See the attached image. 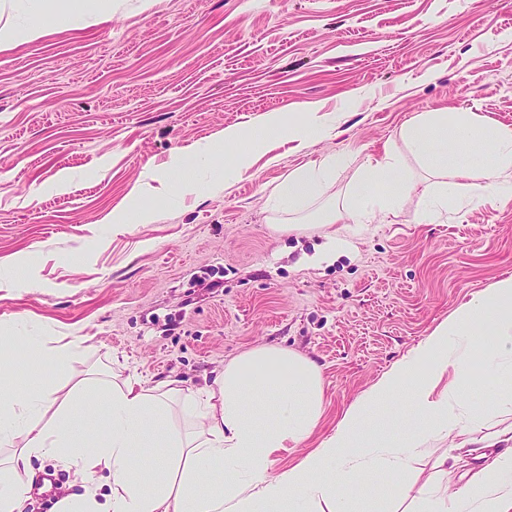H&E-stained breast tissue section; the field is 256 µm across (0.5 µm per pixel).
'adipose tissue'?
Wrapping results in <instances>:
<instances>
[{"label":"adipose tissue","mask_w":512,"mask_h":512,"mask_svg":"<svg viewBox=\"0 0 512 512\" xmlns=\"http://www.w3.org/2000/svg\"><path fill=\"white\" fill-rule=\"evenodd\" d=\"M320 120L284 125L268 113L246 129L222 131L210 154L233 148L230 163L246 165L255 149L274 134L306 145L321 134ZM400 137L420 165L432 167L426 205L415 213L419 224H434L448 206L464 208L488 193L512 198V128L479 120L469 112H426L405 124ZM453 155L439 152L444 142ZM340 165L338 156L302 167L275 187L277 207L297 213L313 199L329 194ZM416 187L398 154L388 151L357 168L341 205H328L326 224H369L389 213ZM32 360L45 365L50 378L21 389L11 380L8 356L0 357V512H26L45 458L78 474L82 490L58 498L51 512H315L333 503L337 486H357L377 471L388 475L379 496L400 499L410 488L403 477L418 458L433 455L435 440L452 437L459 447L482 444L479 468L456 492H448L447 470L419 491L422 512H512V454L496 453L512 441V428L477 438L483 412L496 407L491 396L480 408L464 409L459 395L471 375L463 364H498L512 358V277L462 302L408 356L396 362L362 397L352 403L320 446L281 473H272L275 457L309 438L323 412L324 379L313 360L282 347L262 346L224 365L211 385L189 389L172 379L145 386L129 377L112 385L98 401L100 429H80L72 409L87 380L60 394L55 378L66 376L81 347L77 336H60L54 345L26 336ZM410 404L423 424L391 438L363 428L380 407ZM181 401L193 416L189 428L170 420V404Z\"/></svg>","instance_id":"ef3b65f1"}]
</instances>
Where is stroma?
<instances>
[{"label": "stroma", "mask_w": 512, "mask_h": 512, "mask_svg": "<svg viewBox=\"0 0 512 512\" xmlns=\"http://www.w3.org/2000/svg\"><path fill=\"white\" fill-rule=\"evenodd\" d=\"M101 23L66 27L42 0H0V25L43 36L0 49V332L84 337L72 379L111 371L195 389L260 346L323 369L325 413L277 456L280 473L330 435L345 408L472 294L512 276V202L417 224L412 193L371 224H322L317 201L276 212L270 193L336 155L335 194L426 112L467 111L512 128V0H108ZM324 124L307 146L278 136L223 192V157L175 153L270 112ZM150 207L149 224L112 214ZM350 249L310 267L332 235ZM419 421L406 402L370 415L389 436ZM48 492L81 480L43 460Z\"/></svg>", "instance_id": "1"}]
</instances>
